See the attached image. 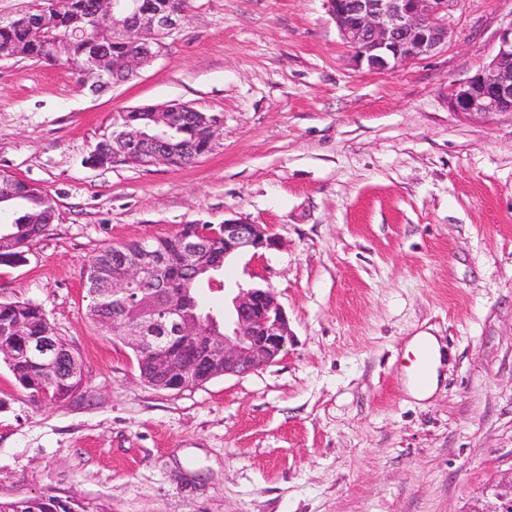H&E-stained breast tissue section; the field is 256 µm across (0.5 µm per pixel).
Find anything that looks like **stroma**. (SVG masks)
I'll use <instances>...</instances> for the list:
<instances>
[{"mask_svg":"<svg viewBox=\"0 0 512 512\" xmlns=\"http://www.w3.org/2000/svg\"><path fill=\"white\" fill-rule=\"evenodd\" d=\"M127 82L0 59V171L45 188L56 220L0 302L40 304L83 360L80 390L33 402L0 362V500L87 512H485L512 477V116L452 111L512 0H462L446 45L391 74L351 60L326 0H188ZM221 116L175 168L88 163L128 110ZM246 217L275 248L240 255L202 297L274 288L291 339L242 376L158 390L87 316L100 250ZM444 353L436 392L406 388L418 333ZM79 505L56 496L40 495L19 501H0V512H79Z\"/></svg>","mask_w":512,"mask_h":512,"instance_id":"stroma-1","label":"stroma"}]
</instances>
